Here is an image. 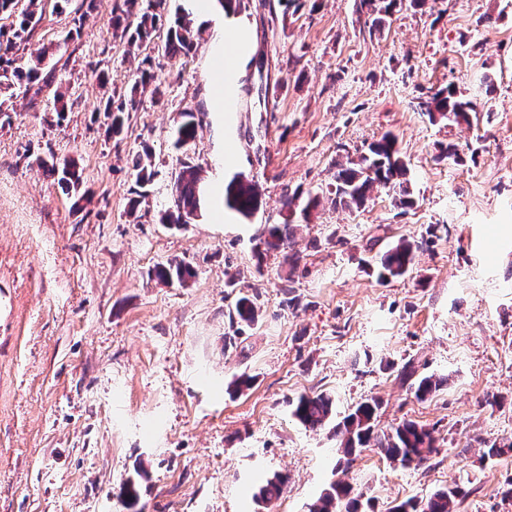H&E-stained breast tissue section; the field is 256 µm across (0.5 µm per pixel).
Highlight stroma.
<instances>
[{
    "mask_svg": "<svg viewBox=\"0 0 512 512\" xmlns=\"http://www.w3.org/2000/svg\"><path fill=\"white\" fill-rule=\"evenodd\" d=\"M110 10L98 0L58 73L78 99L65 117L45 96L0 88L11 113L0 123V512H127L131 480L140 512H307L334 480L360 512L454 487L457 512H512V455L485 456L512 438V0H403L380 33L355 0L286 13L242 0L248 44L224 54L251 83L222 113L219 30L200 26L190 56L131 50L113 39ZM146 58L164 94L113 140L100 97L129 93ZM449 85L476 103L470 123L420 111ZM197 104L207 117L188 154L207 198L175 228L159 221L179 170L172 131ZM387 132L414 206L380 187L362 208L333 205L337 164ZM145 150L158 173L136 222L131 159ZM49 156L77 161L85 209L37 165ZM238 173L262 189L248 220L223 205ZM287 193L323 201L289 249L256 258ZM403 238L415 244L409 271L379 280L374 258ZM175 259L195 270L187 285L153 275ZM242 291L257 297L251 327L229 322ZM410 369L441 386L418 399ZM243 374L250 386L234 391ZM320 393L341 417L377 400L379 428L418 422L437 454L404 467L369 445L345 464L333 427L291 415L292 401ZM276 473L287 483L268 511L254 495Z\"/></svg>",
    "mask_w": 512,
    "mask_h": 512,
    "instance_id": "1",
    "label": "stroma"
}]
</instances>
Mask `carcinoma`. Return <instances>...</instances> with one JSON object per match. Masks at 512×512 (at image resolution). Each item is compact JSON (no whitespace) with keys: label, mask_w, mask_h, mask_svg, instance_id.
I'll list each match as a JSON object with an SVG mask.
<instances>
[{"label":"carcinoma","mask_w":512,"mask_h":512,"mask_svg":"<svg viewBox=\"0 0 512 512\" xmlns=\"http://www.w3.org/2000/svg\"><path fill=\"white\" fill-rule=\"evenodd\" d=\"M71 2L54 0L53 10L70 17L71 28L65 43L75 45L83 21L89 12L96 9L97 0H80V4L75 7L71 6ZM44 4L45 0H26L22 5L19 0H0V85L8 89L16 85L25 96H38L50 88L58 66L49 48L42 46L36 50L31 49ZM161 5L162 0H113L110 17L113 38L120 39L130 48L138 49L164 28L165 51L189 55L197 50L198 31L195 30L191 12L179 6L174 20L169 21L164 19ZM396 6L397 0H356V11L371 17V26L377 31L384 27L386 17L392 14ZM147 91L154 97L162 94L161 82L155 80V75L145 68L140 71L129 96L117 101L109 96L103 101L100 111L110 119L109 133L112 138L121 136L129 113L139 111L143 104L140 95ZM52 100L53 110L59 118H64L71 111L73 103L65 92L54 89ZM421 107L433 119L439 117L457 124L469 122L470 113L475 111L473 102L450 86L427 96L421 102ZM205 114L202 105L187 108L180 113V121L174 129L176 148H183L195 140ZM39 165L66 194L75 198L74 205L80 206L85 193L82 192V171L75 161L65 160L60 163L55 159H41ZM132 167L136 171V183L141 187L129 201L128 213L134 215L149 197L144 187L153 182L156 171L152 155L147 151L133 157ZM407 175L408 165L400 152L397 138L385 134L369 144L367 151L357 161L336 170L335 197L332 202L346 208L359 209L368 201L374 187L383 186L392 192L396 206L411 207L415 200ZM199 180V168L189 162H182L181 169L174 176L171 205L161 216L163 223L179 227L198 215ZM261 205L262 192L256 181L251 179L244 182L233 177L224 185L225 210L248 219L260 210ZM291 236L292 228L289 224L265 227L264 239L260 241L263 248L257 250L258 258H263L269 251L288 248ZM413 247L414 243L402 239L385 251L379 259L380 278L387 280L405 275L412 264ZM192 276V268L183 261H171L154 270V277L161 282L176 280L184 284ZM229 318L233 323L249 327L255 325L256 297H238L234 308L229 311ZM440 385L441 382L434 377L423 376L417 381L416 397L424 399ZM378 409L379 403L376 400L367 399L358 403L336 424V431L346 436L341 448L346 465L354 462L358 448L369 443L380 448L390 461L402 466L426 463L437 453L432 432L414 421H404L388 430L377 429ZM292 416L308 428L324 427L335 420L333 402L324 394L302 395L293 403ZM283 485L284 479L274 475L259 486L255 499L270 504L280 497ZM349 494L348 485L342 480H335L309 505L308 512H357V503L348 499ZM457 497V489L447 488L430 496L424 510L418 509L420 501L409 499L394 506L392 512H456Z\"/></svg>","instance_id":"carcinoma-1"}]
</instances>
